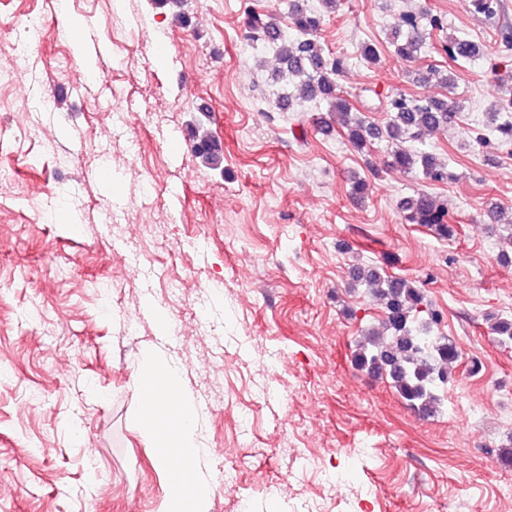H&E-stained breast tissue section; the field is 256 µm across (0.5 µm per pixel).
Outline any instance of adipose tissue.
Instances as JSON below:
<instances>
[{
	"mask_svg": "<svg viewBox=\"0 0 512 512\" xmlns=\"http://www.w3.org/2000/svg\"><path fill=\"white\" fill-rule=\"evenodd\" d=\"M179 380L177 367L158 354L142 356L137 366L140 428L156 441V464L167 476L162 512H209L208 488L198 473V412L180 398Z\"/></svg>",
	"mask_w": 512,
	"mask_h": 512,
	"instance_id": "obj_1",
	"label": "adipose tissue"
}]
</instances>
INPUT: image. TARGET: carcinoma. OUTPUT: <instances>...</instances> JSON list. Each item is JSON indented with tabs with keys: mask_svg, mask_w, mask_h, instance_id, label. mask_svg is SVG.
I'll use <instances>...</instances> for the list:
<instances>
[{
	"mask_svg": "<svg viewBox=\"0 0 512 512\" xmlns=\"http://www.w3.org/2000/svg\"><path fill=\"white\" fill-rule=\"evenodd\" d=\"M339 0H319V7L304 8L288 4L295 35L288 33L268 15L248 13L245 28L248 37L278 48L279 67L275 77L293 82V89H282L276 108L292 102H324L330 115L338 118L349 142L358 149L374 141L391 146L390 166L415 173L433 182L448 180V165L426 148V136L456 122L460 108L443 99H421L396 91L386 100L388 120L378 127L358 116L353 104L340 93L338 76L347 58L326 52L319 37L325 16L336 12ZM448 22L442 15L428 12L402 14L391 33L390 45L395 56L412 63L428 47L430 31H445ZM440 49L457 64L467 63L480 55L479 45L469 39L448 36ZM195 151L209 164L219 168L224 160L222 143L204 135ZM406 224H419L438 236L454 235L448 204L425 193L409 197L401 206ZM502 263H512V224L501 225ZM352 277L368 287L370 295L384 308L379 328L367 333L357 344L356 365L369 376L387 381L398 396L415 412L424 416L438 413L444 390L452 386L455 363L461 352L443 336L433 335L442 314L432 307L423 288L416 281L387 275L372 267L355 266ZM489 328L503 344H512V317L488 316Z\"/></svg>",
	"mask_w": 512,
	"mask_h": 512,
	"instance_id": "obj_1",
	"label": "carcinoma"
}]
</instances>
